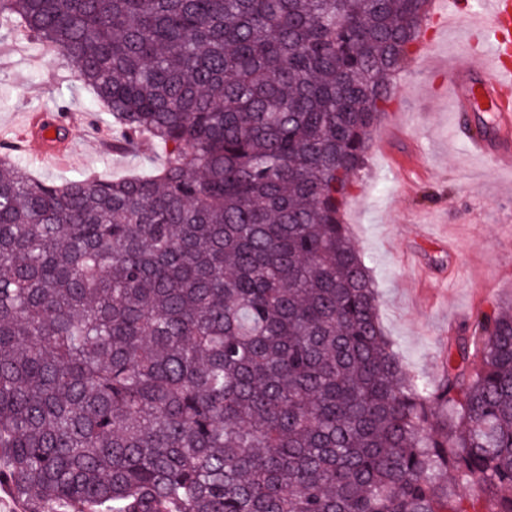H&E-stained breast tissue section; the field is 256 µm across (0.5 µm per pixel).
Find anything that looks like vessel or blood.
<instances>
[{
	"label": "vessel or blood",
	"instance_id": "obj_1",
	"mask_svg": "<svg viewBox=\"0 0 512 512\" xmlns=\"http://www.w3.org/2000/svg\"><path fill=\"white\" fill-rule=\"evenodd\" d=\"M440 26L466 24L470 37L482 38L489 60L471 70L459 64L448 66V87L458 112H478L484 119L482 130L467 136L471 152L487 158L494 167L512 169V0H481L467 17L455 10L436 14ZM72 120L52 114L32 115L20 134L23 143H38L41 159L54 165L72 149L70 140L59 137V128H71Z\"/></svg>",
	"mask_w": 512,
	"mask_h": 512
}]
</instances>
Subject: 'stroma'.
Listing matches in <instances>:
<instances>
[{
	"mask_svg": "<svg viewBox=\"0 0 512 512\" xmlns=\"http://www.w3.org/2000/svg\"><path fill=\"white\" fill-rule=\"evenodd\" d=\"M420 36L431 48L425 55L411 48L391 76L392 99L379 124L401 134L388 144L372 139L343 222L378 285L380 320L394 350L412 373L435 382L449 336L471 328L480 312L512 305V176L469 157L456 134L471 123L448 102V61L483 62L478 49L461 53L466 29L443 31L429 16ZM62 105L78 118L69 161L53 166L32 150L19 155L39 178L124 177L146 155L162 163L148 140L125 154L109 150L106 114L63 60L25 49L21 37L0 30V136L14 137L29 114ZM418 266L427 278L415 275Z\"/></svg>",
	"mask_w": 512,
	"mask_h": 512,
	"instance_id": "stroma-1",
	"label": "stroma"
}]
</instances>
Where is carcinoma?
<instances>
[{"mask_svg":"<svg viewBox=\"0 0 512 512\" xmlns=\"http://www.w3.org/2000/svg\"><path fill=\"white\" fill-rule=\"evenodd\" d=\"M429 9L0 0L113 149L165 154L54 182L0 147V486L22 512H512V313L419 379L342 221Z\"/></svg>","mask_w":512,"mask_h":512,"instance_id":"cac0c4a2","label":"carcinoma"}]
</instances>
